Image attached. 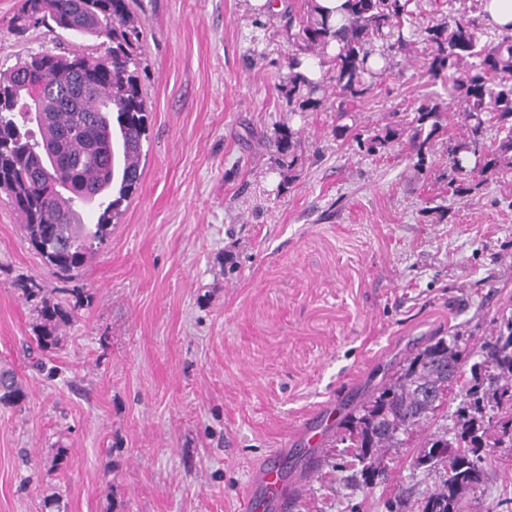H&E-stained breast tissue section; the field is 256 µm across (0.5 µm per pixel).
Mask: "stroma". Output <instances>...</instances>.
Listing matches in <instances>:
<instances>
[{
  "instance_id": "obj_1",
  "label": "stroma",
  "mask_w": 512,
  "mask_h": 512,
  "mask_svg": "<svg viewBox=\"0 0 512 512\" xmlns=\"http://www.w3.org/2000/svg\"><path fill=\"white\" fill-rule=\"evenodd\" d=\"M0 0V69L51 50L16 35ZM149 110L141 185L69 291L0 194V364L27 383L0 407V512H237L252 475L281 458L284 512H419L444 472L416 466L427 435L454 431L458 385L363 485L341 437L358 407L426 336L457 335L466 365L512 313V173L461 198L448 186L451 113L425 169L406 142L377 153L337 138L327 107L294 112L289 12L304 0H133ZM422 58L395 54L355 109L357 131L432 91ZM302 140L284 183L276 132ZM74 304L61 346L31 368L24 277ZM66 456H58V449ZM466 512H512V447L484 454Z\"/></svg>"
}]
</instances>
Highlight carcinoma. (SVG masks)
Wrapping results in <instances>:
<instances>
[{
  "label": "carcinoma",
  "instance_id": "1",
  "mask_svg": "<svg viewBox=\"0 0 512 512\" xmlns=\"http://www.w3.org/2000/svg\"><path fill=\"white\" fill-rule=\"evenodd\" d=\"M305 4L304 14L288 15V38L297 47L288 55L283 87L288 103L301 112L327 103L336 107V138L344 137L352 127L342 120L351 117L386 73L389 52L407 50L418 32L426 45L429 81L447 85L448 99L462 105L466 131L448 149L458 175L453 192L467 195L478 189L476 174L512 170V23L488 30L463 14L422 22L411 0H343L335 10L318 0ZM38 26L95 40L104 48L38 51L4 70L9 80L0 82V193L21 217L26 239L46 264L71 279L107 238L112 218L140 184L149 119L139 76L143 28L128 0H23L14 32L22 36ZM28 80L36 81L43 94L45 117L39 124L15 107ZM445 112L444 100L433 92L418 103L405 126L386 124L368 136L357 133L354 140L374 152L404 137L421 169ZM491 125L499 138L489 147ZM43 145L58 150L51 170L43 166ZM274 147L288 180H295L302 164L297 133H279ZM92 203L100 214L97 223L86 224L82 209ZM22 296L39 320L35 340L40 353L58 347L62 330L77 321L78 308L45 295L32 278L22 285ZM480 349L492 370L462 386L455 436L429 435L416 458L419 466L446 472L423 498L421 512H462L465 496L483 482L484 471L476 465L482 462L479 451L487 447L489 431L497 443L512 444V316L502 319L497 334ZM462 374L458 337L431 336L349 413L344 429L365 485L379 479L386 451L428 421L436 402L445 400L448 380ZM27 398L23 378L1 366L0 406L20 409ZM489 407L495 409L490 417Z\"/></svg>",
  "mask_w": 512,
  "mask_h": 512
}]
</instances>
